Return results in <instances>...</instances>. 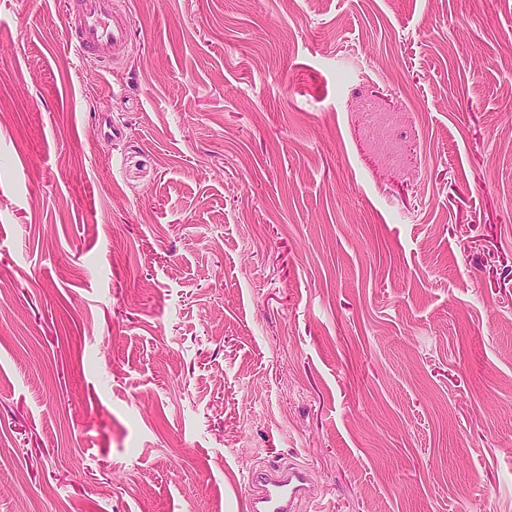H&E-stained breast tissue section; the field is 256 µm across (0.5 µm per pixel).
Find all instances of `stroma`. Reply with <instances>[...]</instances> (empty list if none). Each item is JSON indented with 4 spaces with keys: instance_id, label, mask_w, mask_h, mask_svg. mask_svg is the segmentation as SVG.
Returning <instances> with one entry per match:
<instances>
[{
    "instance_id": "1",
    "label": "stroma",
    "mask_w": 512,
    "mask_h": 512,
    "mask_svg": "<svg viewBox=\"0 0 512 512\" xmlns=\"http://www.w3.org/2000/svg\"><path fill=\"white\" fill-rule=\"evenodd\" d=\"M68 2L0 0V512H512V0ZM67 18V39L77 58L112 65L128 47L126 19L112 0H77ZM249 512H295V504L311 492V477L302 466L271 465L249 476Z\"/></svg>"
}]
</instances>
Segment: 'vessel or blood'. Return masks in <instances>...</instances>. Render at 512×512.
<instances>
[{
	"instance_id": "1",
	"label": "vessel or blood",
	"mask_w": 512,
	"mask_h": 512,
	"mask_svg": "<svg viewBox=\"0 0 512 512\" xmlns=\"http://www.w3.org/2000/svg\"><path fill=\"white\" fill-rule=\"evenodd\" d=\"M67 39L79 59L109 64L128 47V25L112 0H76L67 18ZM248 512H295L296 503L311 492V477L302 466L272 465L249 476Z\"/></svg>"
}]
</instances>
